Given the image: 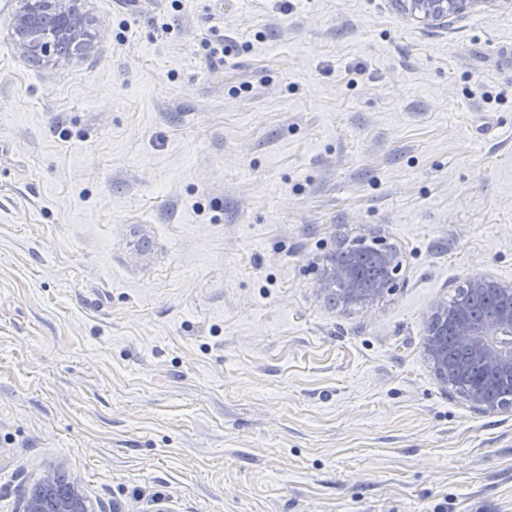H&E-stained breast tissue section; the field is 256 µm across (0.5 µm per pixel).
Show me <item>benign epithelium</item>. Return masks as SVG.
Returning <instances> with one entry per match:
<instances>
[{
    "mask_svg": "<svg viewBox=\"0 0 512 512\" xmlns=\"http://www.w3.org/2000/svg\"><path fill=\"white\" fill-rule=\"evenodd\" d=\"M512 0H391L406 17L429 27L448 23L451 15H462L478 7ZM83 0H19V8L9 28V37L22 57L42 63L53 59L83 58L104 37V30L91 31L92 20L82 10ZM380 268L370 288L363 287L354 264L336 251L325 257L319 290L333 293L344 305H370L397 287L401 263L392 248L378 240L366 246ZM453 330L458 346L471 359L490 371L512 379V282L486 275H474L458 287L453 309L437 300L430 310L423 351L436 378L451 385L473 408L495 413L512 408L511 397H495L479 382L460 384L448 377V352L444 336ZM53 474L48 472L23 498L22 512H86L87 497L80 477L72 478L70 491L53 494Z\"/></svg>",
    "mask_w": 512,
    "mask_h": 512,
    "instance_id": "obj_1",
    "label": "benign epithelium"
}]
</instances>
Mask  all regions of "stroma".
I'll return each instance as SVG.
<instances>
[{
  "label": "stroma",
  "instance_id": "stroma-1",
  "mask_svg": "<svg viewBox=\"0 0 512 512\" xmlns=\"http://www.w3.org/2000/svg\"><path fill=\"white\" fill-rule=\"evenodd\" d=\"M0 0V512H512V410L436 379L431 305L512 281V6L85 0L27 62ZM380 239L395 291L322 259ZM498 2L512 6L511 0H391L402 15L429 27L447 24L448 16L467 14ZM371 251L380 268V275L372 288H364L353 263L340 258L343 251L354 253L353 250H339L325 257L319 278V290L323 293L333 292L338 302L344 305H370L383 294L397 288V275L401 263L392 248L379 240L365 247ZM53 474L47 472L39 484L35 485L23 498L22 512H47V503L51 500L52 512H84L86 511L87 497L83 488V481L79 476L71 479L65 473L54 475V490L57 493H67L62 496L53 494Z\"/></svg>",
  "mask_w": 512,
  "mask_h": 512
}]
</instances>
